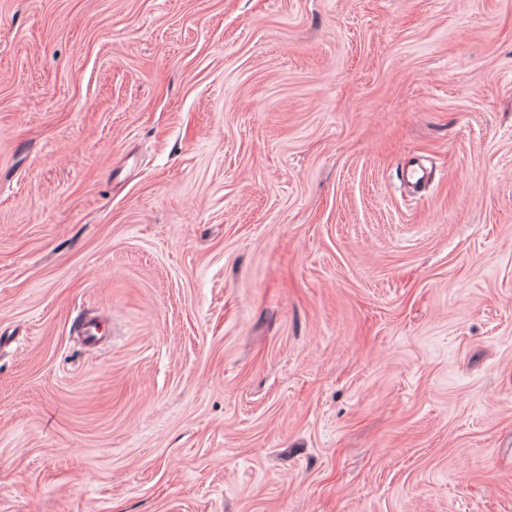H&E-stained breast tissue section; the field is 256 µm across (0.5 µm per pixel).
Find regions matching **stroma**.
Listing matches in <instances>:
<instances>
[{"label": "stroma", "mask_w": 512, "mask_h": 512, "mask_svg": "<svg viewBox=\"0 0 512 512\" xmlns=\"http://www.w3.org/2000/svg\"><path fill=\"white\" fill-rule=\"evenodd\" d=\"M0 512H512V0H0Z\"/></svg>", "instance_id": "1"}]
</instances>
